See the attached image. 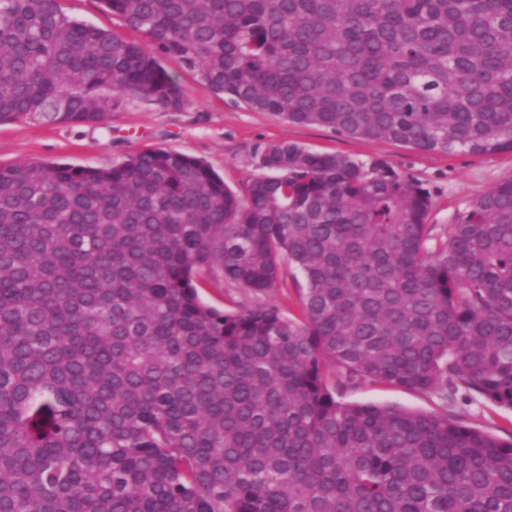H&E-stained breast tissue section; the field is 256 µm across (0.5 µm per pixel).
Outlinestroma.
Wrapping results in <instances>:
<instances>
[{
	"instance_id": "stroma-1",
	"label": "stroma",
	"mask_w": 512,
	"mask_h": 512,
	"mask_svg": "<svg viewBox=\"0 0 512 512\" xmlns=\"http://www.w3.org/2000/svg\"><path fill=\"white\" fill-rule=\"evenodd\" d=\"M60 4L71 19L132 40L143 38L122 18L104 9L99 0H60ZM160 62L181 86L183 105L179 110H167L148 98L133 96L99 124H51L32 117L2 122L0 165L63 162L109 168L132 154L165 149L204 161L241 194L261 172L260 150L270 143L288 142L315 153H342L368 164L383 162L417 181L431 196L427 222L436 236L444 235L477 195L512 178V152L489 157L429 153L388 141L343 137L327 127L292 124L207 91L176 58L164 56ZM304 285L300 271L286 263L275 287L265 293L207 285L199 293L205 303L230 312L259 302L277 306L288 316L296 313L299 290ZM342 397L352 403L389 404L414 411L437 409L423 394L366 383L345 388ZM448 412L495 436L505 439L512 435L510 409L462 400Z\"/></svg>"
}]
</instances>
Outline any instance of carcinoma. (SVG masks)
Wrapping results in <instances>:
<instances>
[{
	"mask_svg": "<svg viewBox=\"0 0 512 512\" xmlns=\"http://www.w3.org/2000/svg\"><path fill=\"white\" fill-rule=\"evenodd\" d=\"M0 0V120L166 109L157 54L255 112L424 152L512 151V0ZM240 196L168 150L0 166V512H512V179L436 239L385 163L266 145ZM302 273L299 316L198 288ZM387 385L441 412L351 404ZM60 4L71 19L118 32L128 39L146 42L142 33L128 28L122 18L104 9L98 0H61ZM448 414L467 420L472 426L495 436L507 439L512 432V410L492 404L479 406L460 400L457 405H448Z\"/></svg>",
	"mask_w": 512,
	"mask_h": 512,
	"instance_id": "obj_1",
	"label": "carcinoma"
}]
</instances>
